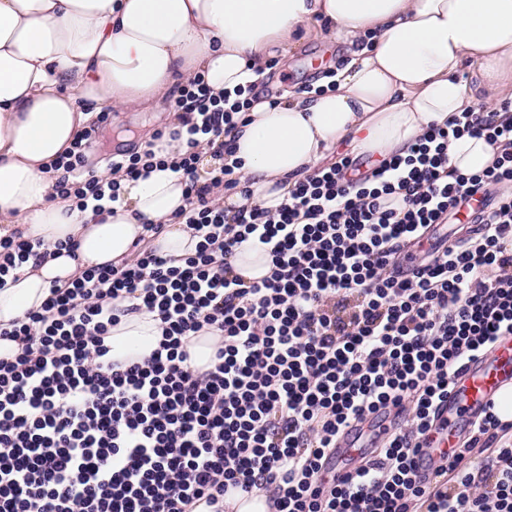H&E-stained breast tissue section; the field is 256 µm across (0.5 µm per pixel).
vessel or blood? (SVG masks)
I'll list each match as a JSON object with an SVG mask.
<instances>
[{
  "label": "vessel or blood",
  "instance_id": "1",
  "mask_svg": "<svg viewBox=\"0 0 512 512\" xmlns=\"http://www.w3.org/2000/svg\"><path fill=\"white\" fill-rule=\"evenodd\" d=\"M512 393V335L498 336L490 350L469 361L448 394L430 435L429 455L438 458L458 448L462 434L473 417L483 414L500 397ZM385 416L362 420L355 432L344 435L329 459L325 473L333 476L350 472L357 461L369 455L375 434L389 426Z\"/></svg>",
  "mask_w": 512,
  "mask_h": 512
}]
</instances>
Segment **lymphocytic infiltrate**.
Masks as SVG:
<instances>
[{
  "mask_svg": "<svg viewBox=\"0 0 512 512\" xmlns=\"http://www.w3.org/2000/svg\"><path fill=\"white\" fill-rule=\"evenodd\" d=\"M248 95L227 101L196 75L174 100L185 148L171 165L187 206L172 221L198 238L194 254L138 250L0 324V340L19 345L0 357V512H224L228 491L256 487L276 512H512V423L494 411L429 477L417 468L463 365L512 333V125L469 108L370 172L345 156L276 208L229 214L210 191L240 184L224 132ZM465 136L496 156L449 172L448 146ZM203 145L214 163L202 177ZM85 148L78 137L53 163L56 193L81 207L119 200V182L85 172ZM451 218L478 229L410 253ZM245 242L271 259L260 281L234 271ZM51 255L20 233L0 237V286ZM142 312L160 322L155 348L113 360L111 328ZM205 329L221 342L200 369L187 345ZM393 407L402 420L373 454L322 482L337 439Z\"/></svg>",
  "mask_w": 512,
  "mask_h": 512,
  "instance_id": "f902f5d3",
  "label": "lymphocytic infiltrate"
}]
</instances>
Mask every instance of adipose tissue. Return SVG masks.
Segmentation results:
<instances>
[{
    "label": "adipose tissue",
    "instance_id": "ef3b65f1",
    "mask_svg": "<svg viewBox=\"0 0 512 512\" xmlns=\"http://www.w3.org/2000/svg\"><path fill=\"white\" fill-rule=\"evenodd\" d=\"M320 23L350 47L335 89L252 102L229 134L242 188L221 195L225 210L278 206L342 143L379 161L406 155L430 125L472 106L457 76L463 60L476 65L487 103L512 99V0H0V235L79 244L76 256L24 264L0 288V322L40 309L52 286L83 270L128 260L146 223L165 226L152 242L159 253L196 249L171 221L186 200L169 165L122 180L99 215L55 193L48 168L93 113L160 106L197 73L214 94L235 91L259 81L272 57L287 60L300 28ZM369 34L370 49L360 44ZM494 156L466 136L450 143L448 168L474 173ZM159 337L151 314L122 319L112 356L142 359Z\"/></svg>",
    "mask_w": 512,
    "mask_h": 512
}]
</instances>
